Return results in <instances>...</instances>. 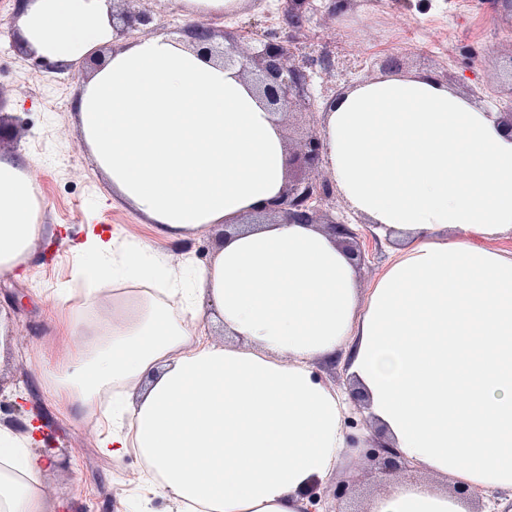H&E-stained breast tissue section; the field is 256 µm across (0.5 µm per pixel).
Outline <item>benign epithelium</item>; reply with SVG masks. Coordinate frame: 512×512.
Returning a JSON list of instances; mask_svg holds the SVG:
<instances>
[{"instance_id":"obj_1","label":"benign epithelium","mask_w":512,"mask_h":512,"mask_svg":"<svg viewBox=\"0 0 512 512\" xmlns=\"http://www.w3.org/2000/svg\"><path fill=\"white\" fill-rule=\"evenodd\" d=\"M305 0H288V23L300 28L304 23ZM152 22L149 13L143 10H120L112 12L113 34L124 37L144 30ZM204 54H217L226 67L238 68V73L253 82L260 96L275 112L289 105L304 110L311 108L312 97L308 91L307 69L313 60L296 57L282 42H264L252 53L239 57L233 47L215 51L213 46L216 29L210 23H190L179 29ZM323 141L313 132L296 151L288 152V182L277 200L268 204L264 213L274 215L285 222L316 224L321 216V203L334 195L333 184L327 180L312 181L303 176L306 171L322 164ZM338 240L355 256H361L356 247L358 234L344 220L325 223ZM372 461L380 465L384 473H393L405 468L397 456L386 446L379 445L370 450Z\"/></svg>"}]
</instances>
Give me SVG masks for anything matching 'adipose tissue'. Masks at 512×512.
Wrapping results in <instances>:
<instances>
[{
	"label": "adipose tissue",
	"mask_w": 512,
	"mask_h": 512,
	"mask_svg": "<svg viewBox=\"0 0 512 512\" xmlns=\"http://www.w3.org/2000/svg\"><path fill=\"white\" fill-rule=\"evenodd\" d=\"M28 52L80 59L112 40V0H27ZM92 164L170 243L229 227L184 274L148 263L117 234L89 232L79 283L131 289L113 321L54 384L87 410L113 395L139 481L177 512H308L309 489L355 434L345 393L316 362L337 359L365 396L381 443L421 481L389 479L368 512H493L462 490L512 491V138L431 72L391 74L342 94L321 132L350 210L400 241L369 288L315 224L245 223L284 188L276 114L238 71L158 33L114 52L74 102ZM36 188L0 159V274L46 231ZM223 333L207 340L206 330ZM37 425L0 427V512H57Z\"/></svg>",
	"instance_id": "obj_1"
}]
</instances>
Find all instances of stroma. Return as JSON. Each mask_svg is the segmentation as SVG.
<instances>
[{
    "mask_svg": "<svg viewBox=\"0 0 512 512\" xmlns=\"http://www.w3.org/2000/svg\"><path fill=\"white\" fill-rule=\"evenodd\" d=\"M305 16L296 30L288 23V0H242L216 23L243 54L267 35L292 39L294 51L330 57L331 67L316 66L309 86L314 113L282 116L290 148L321 130L332 96L381 76L382 60L396 53L403 72L437 73L477 106L512 109V0H310ZM16 20L15 0H0V119L10 129L0 155L20 162L37 190L39 220L55 232L34 242L25 265L0 275V310L11 321L8 352L0 358V424L22 433L30 414H38L41 450L55 458L44 490L57 501V512H169L167 500L140 484L141 458L102 455L99 429L66 405L51 383L69 351L58 322L70 318L71 309L52 314L46 302L73 287L75 248L100 225L131 244L155 234L141 213L113 197L89 162L73 108L78 80L49 82L9 38ZM404 25L415 29L414 41L392 38L393 28ZM352 222L366 250L359 265L366 286L390 254L360 217ZM366 466L363 449H354L321 484V512H364L379 484ZM339 485L347 488L340 499L333 495Z\"/></svg>",
    "mask_w": 512,
    "mask_h": 512,
    "instance_id": "35a3bbf8",
    "label": "stroma"
}]
</instances>
